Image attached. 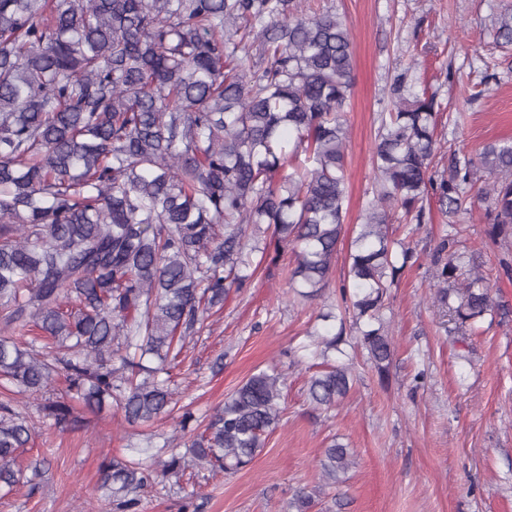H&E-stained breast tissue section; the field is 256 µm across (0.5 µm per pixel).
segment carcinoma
Instances as JSON below:
<instances>
[{
	"instance_id": "1",
	"label": "carcinoma",
	"mask_w": 512,
	"mask_h": 512,
	"mask_svg": "<svg viewBox=\"0 0 512 512\" xmlns=\"http://www.w3.org/2000/svg\"><path fill=\"white\" fill-rule=\"evenodd\" d=\"M493 36L512 45V12ZM353 83L349 23L301 0H0V323L48 339L37 349L0 338V485L19 481L17 453L31 439L17 396L57 375L66 389L43 411L58 427L76 404L95 414L113 402L131 426L174 413L176 392L158 374L243 286L247 226L267 225L268 247L294 254L299 296L330 287L349 206ZM393 97L374 137L372 198L336 284L380 374L393 355L385 297L413 257L390 232L391 212L422 224L434 198L453 216L482 170L496 231L512 235V141L478 157L459 148L435 177L434 98L404 76ZM457 243L450 234L440 245L437 295L454 299V329L473 332L495 301ZM353 382L351 363L329 365L309 377L308 399L334 408ZM282 385L262 371L234 390L192 440L194 465L250 464L279 426ZM354 465L353 450L330 444L318 459L324 487ZM184 469L175 454L150 465L114 455L99 492L112 512H136L142 493ZM321 494L302 488L287 508L313 512Z\"/></svg>"
}]
</instances>
